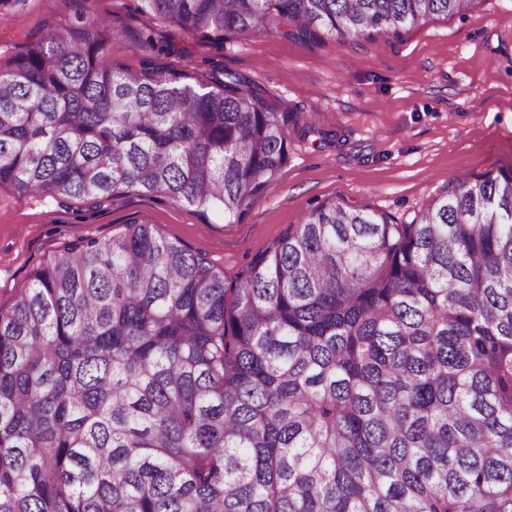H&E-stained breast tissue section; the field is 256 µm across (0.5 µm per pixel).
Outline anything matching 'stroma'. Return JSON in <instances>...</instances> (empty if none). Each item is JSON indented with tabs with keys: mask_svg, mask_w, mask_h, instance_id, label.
Listing matches in <instances>:
<instances>
[{
	"mask_svg": "<svg viewBox=\"0 0 512 512\" xmlns=\"http://www.w3.org/2000/svg\"><path fill=\"white\" fill-rule=\"evenodd\" d=\"M85 8L120 32L108 48L114 64L137 73L184 67L210 85L232 74L287 113L288 160L231 218L159 194L123 192L93 207L1 185V308L53 251L129 224L182 242L231 285L320 204L409 220L460 175L512 176V0H479L399 38L301 41L256 31L221 42L189 38L139 12L136 0H0V62Z\"/></svg>",
	"mask_w": 512,
	"mask_h": 512,
	"instance_id": "35a3bbf8",
	"label": "stroma"
}]
</instances>
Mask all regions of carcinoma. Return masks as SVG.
I'll list each match as a JSON object with an SVG mask.
<instances>
[{"instance_id": "carcinoma-1", "label": "carcinoma", "mask_w": 512, "mask_h": 512, "mask_svg": "<svg viewBox=\"0 0 512 512\" xmlns=\"http://www.w3.org/2000/svg\"><path fill=\"white\" fill-rule=\"evenodd\" d=\"M474 0H139L194 39L397 37ZM84 19L0 63V184L237 215L288 159L243 82L129 72ZM0 512H512V177L410 221L324 203L235 285L149 224L0 309Z\"/></svg>"}]
</instances>
